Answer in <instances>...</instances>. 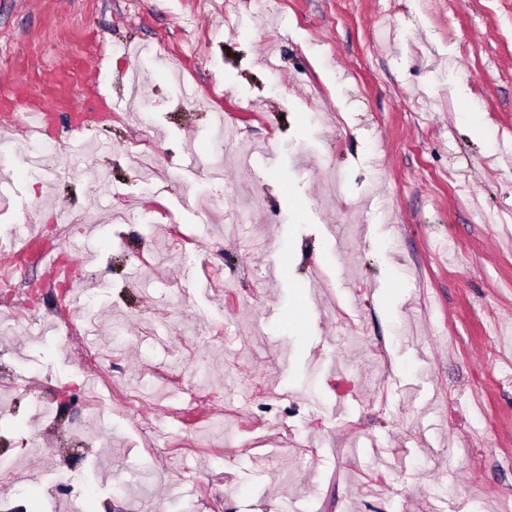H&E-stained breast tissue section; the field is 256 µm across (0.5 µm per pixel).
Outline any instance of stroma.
I'll use <instances>...</instances> for the list:
<instances>
[{
    "label": "stroma",
    "mask_w": 512,
    "mask_h": 512,
    "mask_svg": "<svg viewBox=\"0 0 512 512\" xmlns=\"http://www.w3.org/2000/svg\"><path fill=\"white\" fill-rule=\"evenodd\" d=\"M102 40L110 99L74 84L97 117L61 146L87 177L0 130V237L65 251L84 314L61 344L38 263L0 293V464H23L0 502L50 512L68 483L66 512H512V0H0V109L17 70L49 85ZM225 132L253 152L213 181ZM195 369L215 399L154 393ZM100 372L94 412L74 394Z\"/></svg>",
    "instance_id": "stroma-1"
}]
</instances>
